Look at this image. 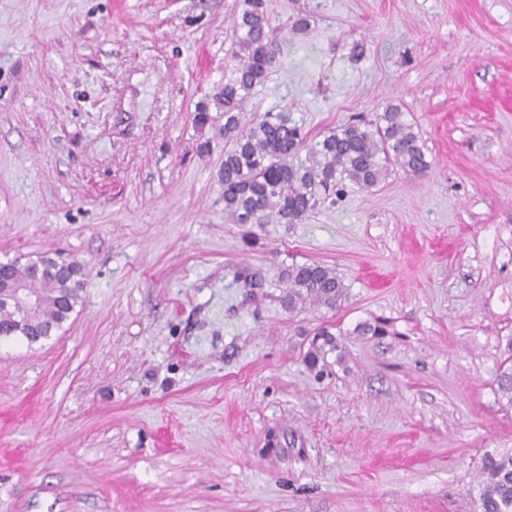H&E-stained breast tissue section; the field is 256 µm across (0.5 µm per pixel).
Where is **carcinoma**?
<instances>
[{"label": "carcinoma", "mask_w": 512, "mask_h": 512, "mask_svg": "<svg viewBox=\"0 0 512 512\" xmlns=\"http://www.w3.org/2000/svg\"><path fill=\"white\" fill-rule=\"evenodd\" d=\"M266 0H243L234 21L240 58L235 77L224 84V214L235 224H295L312 213L349 180L362 189L375 188L390 166L415 175L430 168L424 147L403 112L388 104L373 119L355 117L327 132L323 140L308 145L302 127L290 109L268 111L261 118L242 120V104L250 91L263 83L273 66L276 43L269 37ZM308 151L314 160L299 158ZM13 280L27 281L40 295L39 310L24 317L11 303L0 301V338L28 337L36 328L57 329L67 321L81 299L82 266L73 261L66 275L33 281L16 261L3 263ZM288 309L312 303L337 308L345 298V285L336 271L320 263L292 265L284 274ZM322 344H313L307 360L316 366L327 350L337 348L331 333L322 330ZM499 390L512 404V355L504 360ZM479 481L478 512H512V454L483 458Z\"/></svg>", "instance_id": "cac0c4a2"}]
</instances>
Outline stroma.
I'll return each mask as SVG.
<instances>
[{"label":"stroma","mask_w":512,"mask_h":512,"mask_svg":"<svg viewBox=\"0 0 512 512\" xmlns=\"http://www.w3.org/2000/svg\"><path fill=\"white\" fill-rule=\"evenodd\" d=\"M268 8L244 120L285 106L318 141L392 103L426 175L232 223L242 0H0V261L85 282L50 337L0 341V512H477L484 455L512 451V0ZM312 262L346 298L289 310L282 273Z\"/></svg>","instance_id":"1"}]
</instances>
